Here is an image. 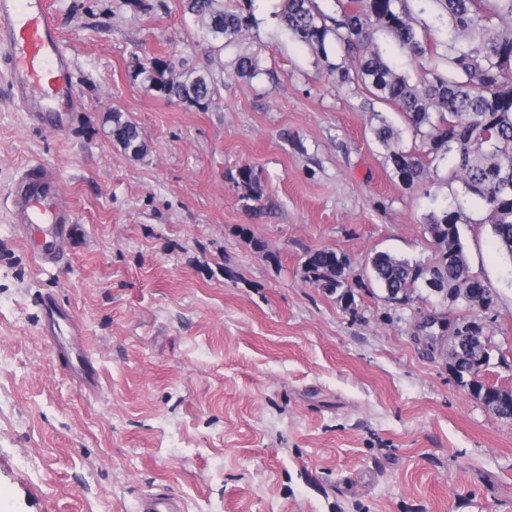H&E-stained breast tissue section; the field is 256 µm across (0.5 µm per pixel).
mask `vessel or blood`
I'll use <instances>...</instances> for the list:
<instances>
[{
	"label": "vessel or blood",
	"instance_id": "obj_1",
	"mask_svg": "<svg viewBox=\"0 0 512 512\" xmlns=\"http://www.w3.org/2000/svg\"><path fill=\"white\" fill-rule=\"evenodd\" d=\"M0 70L9 77L13 103L34 118L52 113L62 124L82 107L73 59L45 0H0ZM11 195V222L37 262L44 267L62 264L63 243L74 217L54 171L41 165L28 166L13 185ZM43 307L49 342L55 344L58 356L79 384L94 387L97 370L93 360L58 343L56 326L69 321L68 311L51 297L44 298ZM138 510L184 512V506L179 497L160 492L143 498Z\"/></svg>",
	"mask_w": 512,
	"mask_h": 512
}]
</instances>
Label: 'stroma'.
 <instances>
[{"mask_svg": "<svg viewBox=\"0 0 512 512\" xmlns=\"http://www.w3.org/2000/svg\"><path fill=\"white\" fill-rule=\"evenodd\" d=\"M46 4L84 105L64 132L31 122L0 74V512H137L159 490L185 512H512V419L458 385L447 337L421 327L467 314L393 305L365 274L378 252L430 256L424 224L461 189L448 163L430 189L405 186L364 95L279 28L277 0H254L223 48L179 0ZM244 55L258 76L236 75ZM154 57L214 77L205 111L133 80ZM116 111L143 155L113 141ZM33 164L73 207L57 267L9 222ZM242 168L261 214L230 179ZM466 214L471 270L493 289L467 316L492 349L486 380L512 391V263L482 207ZM320 249L347 257L353 308L306 278ZM47 296L79 324L97 391L47 341ZM236 187L241 190L240 200L248 209H254V205L249 202L256 203L261 200L262 189L258 177L251 169L239 170L236 176L230 178Z\"/></svg>", "mask_w": 512, "mask_h": 512, "instance_id": "stroma-1", "label": "stroma"}]
</instances>
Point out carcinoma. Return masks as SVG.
Segmentation results:
<instances>
[{
	"mask_svg": "<svg viewBox=\"0 0 512 512\" xmlns=\"http://www.w3.org/2000/svg\"><path fill=\"white\" fill-rule=\"evenodd\" d=\"M183 12L201 20L213 42L233 43L248 26L252 0H239L224 9L221 0H181ZM443 12L447 37L432 36L430 25L415 16L409 0H281L278 14L283 30L323 57L336 85L354 84L402 116L412 135V147H402L401 129L383 113L371 127L385 149V160L410 187L428 186L443 160L450 175L462 184V195L440 212L430 214L427 227L432 254L425 260L399 259L380 252L372 257L369 277L385 292V299L408 306L424 290L441 303L445 288H472L471 297L456 299L467 311H477L478 291L489 287L471 271L458 224L467 220L465 204L477 198L491 226L499 250L512 262V31L501 23L512 20V0H423ZM389 36L421 72L411 78L383 56L376 35ZM337 49L340 60L329 53ZM237 72L253 78L260 68L256 57L242 56ZM133 79L168 99L204 110L215 93L212 77L197 70L173 75L167 60L155 57ZM112 137L133 153L144 150L137 126L112 113ZM247 208L261 200L258 177L250 169L231 176ZM304 272L312 284L355 303L346 274L345 257L331 250L306 255Z\"/></svg>",
	"mask_w": 512,
	"mask_h": 512,
	"instance_id": "1",
	"label": "carcinoma"
}]
</instances>
